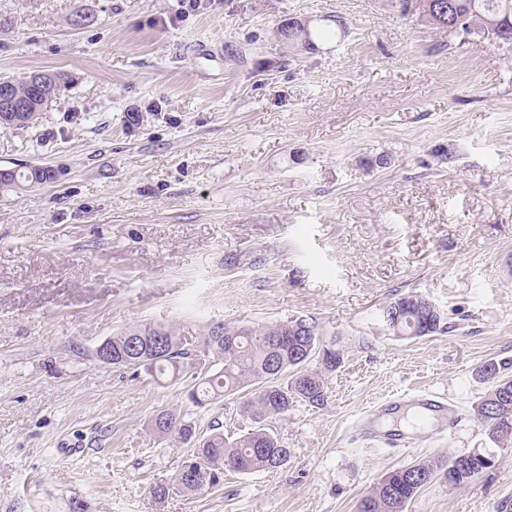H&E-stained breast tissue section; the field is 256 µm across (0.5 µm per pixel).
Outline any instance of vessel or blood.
Segmentation results:
<instances>
[{
    "label": "vessel or blood",
    "mask_w": 512,
    "mask_h": 512,
    "mask_svg": "<svg viewBox=\"0 0 512 512\" xmlns=\"http://www.w3.org/2000/svg\"><path fill=\"white\" fill-rule=\"evenodd\" d=\"M415 408L421 421L431 422L436 432L448 434L455 430L460 412L450 406L446 395L428 390L416 389L411 393L383 398L362 413L351 431L353 441L366 448H382L398 456L420 447L423 435L417 425L381 429V419L391 417L407 408Z\"/></svg>",
    "instance_id": "1"
}]
</instances>
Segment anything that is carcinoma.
<instances>
[{
  "mask_svg": "<svg viewBox=\"0 0 512 512\" xmlns=\"http://www.w3.org/2000/svg\"><path fill=\"white\" fill-rule=\"evenodd\" d=\"M400 15H414L426 20L450 37L472 39L482 36L489 22L512 36V0H388ZM279 34L291 46L307 47L315 38L330 32L314 29L310 24L288 20ZM49 86L42 88L30 76L9 78L13 93L33 110L21 114L20 129L38 122L48 102L61 89V75L49 74ZM49 171L31 167L25 172L12 171L0 179V188L24 183L41 184ZM391 302L382 309L386 327L396 336L422 337L419 318L412 308L401 313L399 324H389ZM192 342L181 330L170 324L136 325L112 336V366L141 368L150 375L180 376L196 357ZM202 356L209 358L210 369L187 390L186 399L195 407L235 394L243 395L242 411L257 426L246 434L231 439L215 425L208 434L196 436L195 425L185 416L170 410L157 412L150 421V432L158 439L193 444V456L203 461V471L196 477L176 474L174 485L184 493H193L217 485L227 471L248 474L275 471L288 462L290 451L280 445L277 436L261 422L283 415L296 403L319 407L326 398L329 378L344 361V353L336 348V334L326 337L324 329L311 321L303 329V318H288L258 326L218 323L209 326L198 344ZM508 363L485 362L477 371L487 391L473 405V416L490 442L497 446L512 443V397L501 396L500 372ZM492 455L474 449L446 459L420 460L383 474L357 502L356 512H405L417 492L436 473L444 474L448 486L469 483L489 469L485 460Z\"/></svg>",
  "mask_w": 512,
  "mask_h": 512,
  "instance_id": "cac0c4a2",
  "label": "carcinoma"
}]
</instances>
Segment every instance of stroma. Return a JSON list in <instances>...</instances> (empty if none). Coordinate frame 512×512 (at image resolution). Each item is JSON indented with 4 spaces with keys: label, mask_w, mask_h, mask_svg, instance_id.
<instances>
[{
    "label": "stroma",
    "mask_w": 512,
    "mask_h": 512,
    "mask_svg": "<svg viewBox=\"0 0 512 512\" xmlns=\"http://www.w3.org/2000/svg\"><path fill=\"white\" fill-rule=\"evenodd\" d=\"M0 0V77H67L39 125L0 130V512H356L384 473L483 448L468 484L434 477L407 512H512V447L471 413L488 360L512 361V47L448 37L388 0ZM345 33L276 37L287 18ZM386 156L383 167L367 160ZM416 291L445 332L401 339L381 309ZM310 317L344 363L322 407L270 426L290 458L198 493L172 483L204 435L252 428L195 379L98 362L129 326ZM423 387L465 420L392 457L346 427ZM11 170H0V178L8 177ZM49 171L41 169L40 167L27 168L25 172L11 171L7 179H0V188H11L13 186L19 187L23 183L41 184L44 180L48 179Z\"/></svg>",
    "instance_id": "obj_1"
}]
</instances>
